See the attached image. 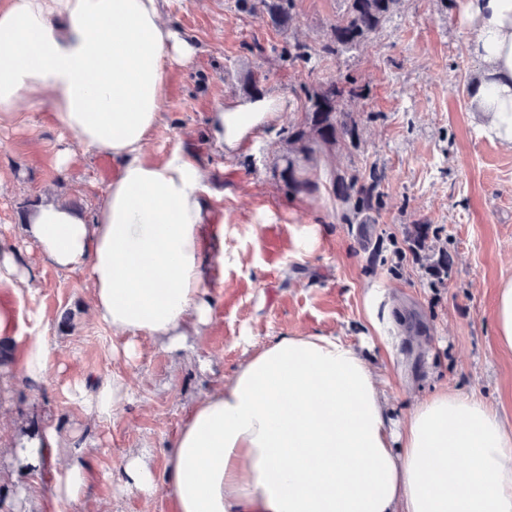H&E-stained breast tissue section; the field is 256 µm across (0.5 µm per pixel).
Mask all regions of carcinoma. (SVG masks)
<instances>
[{
    "label": "carcinoma",
    "mask_w": 512,
    "mask_h": 512,
    "mask_svg": "<svg viewBox=\"0 0 512 512\" xmlns=\"http://www.w3.org/2000/svg\"><path fill=\"white\" fill-rule=\"evenodd\" d=\"M345 9L332 28V41L323 47L328 55H337L351 49L377 32L392 15L400 0H343ZM294 0H244L249 13H258L281 29L288 27ZM309 130L293 134L300 144V151L310 150V142L325 144L353 143L357 139V124L350 114L339 108L344 88L336 81L318 84L305 89ZM385 180V172L373 167L364 178L357 173L339 178L335 183L337 197L352 204L354 216L376 212L382 205L378 188Z\"/></svg>",
    "instance_id": "carcinoma-1"
}]
</instances>
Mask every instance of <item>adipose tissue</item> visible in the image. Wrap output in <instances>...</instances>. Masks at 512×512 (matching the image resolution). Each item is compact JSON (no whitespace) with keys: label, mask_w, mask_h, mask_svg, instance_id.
<instances>
[{"label":"adipose tissue","mask_w":512,"mask_h":512,"mask_svg":"<svg viewBox=\"0 0 512 512\" xmlns=\"http://www.w3.org/2000/svg\"><path fill=\"white\" fill-rule=\"evenodd\" d=\"M161 13L162 0H0V125L49 106L73 143L118 165L91 218L51 201L27 232L56 268H85L98 319L126 337L130 356L140 337L183 348L213 312L199 160L177 151L157 164L144 153L169 63L188 66L197 54ZM466 13L483 66L475 109L512 144V0H468ZM279 109L268 97L217 105L214 145L237 154ZM13 342L20 374L43 381L47 344ZM127 391L116 375L91 394L74 384L72 396L100 417ZM83 454L73 449L55 477V501L90 497ZM165 484L178 512H512V431L485 401L448 388L417 400L392 429L354 346L317 332L282 336L196 401L169 448Z\"/></svg>","instance_id":"obj_1"}]
</instances>
